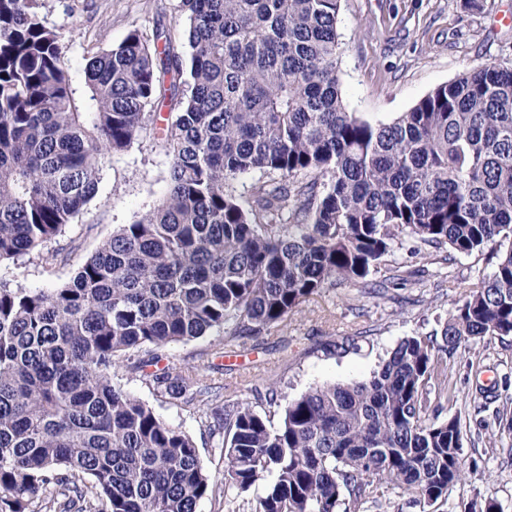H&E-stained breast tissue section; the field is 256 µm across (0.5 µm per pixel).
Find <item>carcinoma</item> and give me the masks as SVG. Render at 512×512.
<instances>
[{
  "label": "carcinoma",
  "mask_w": 512,
  "mask_h": 512,
  "mask_svg": "<svg viewBox=\"0 0 512 512\" xmlns=\"http://www.w3.org/2000/svg\"><path fill=\"white\" fill-rule=\"evenodd\" d=\"M340 3L179 0L186 50L133 28L88 51L78 83L46 0H0V263L56 239L163 110L169 158L161 198L72 279L0 280V512H56L60 496L75 512H197L259 481L247 512H360L392 493L427 512L464 476L460 420L434 413L446 357L512 335V68L486 62L369 120L341 96ZM255 172L244 203L235 183ZM407 235L497 263L441 334L402 339L369 376L254 406L195 366L159 367L170 344L217 331L232 349L329 286L365 287ZM121 359L203 408L221 479L114 381Z\"/></svg>",
  "instance_id": "obj_1"
}]
</instances>
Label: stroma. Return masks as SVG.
Returning <instances> with one entry per match:
<instances>
[{
    "mask_svg": "<svg viewBox=\"0 0 512 512\" xmlns=\"http://www.w3.org/2000/svg\"><path fill=\"white\" fill-rule=\"evenodd\" d=\"M341 0L339 78L350 111L388 122L408 111L438 85L487 61L512 67V0ZM74 13H67V5ZM47 19L68 45L72 73H79L90 48L120 44L129 30L174 28L177 0H48ZM168 159L152 131L127 151L106 159L96 197L56 240L18 261L0 264V279L30 289H48L75 270L121 225L144 214L165 190ZM400 284L383 297L361 293L347 282L324 289L287 321L248 336L235 351H222L213 335L162 351L163 364L199 366L225 398L256 402L239 389L242 374L260 379L288 401L310 388L368 376L404 337L441 331L454 303L470 284L490 275L489 252L454 255L406 237L395 252ZM115 379L196 443L213 477L224 458L192 409L156 396L126 368ZM448 389L455 399L444 417H459L465 475L450 487L440 512H467L490 500L497 512H512V437L499 438L495 412L512 403V336L474 344L448 360Z\"/></svg>",
    "mask_w": 512,
    "mask_h": 512,
    "instance_id": "obj_1",
    "label": "stroma"
}]
</instances>
